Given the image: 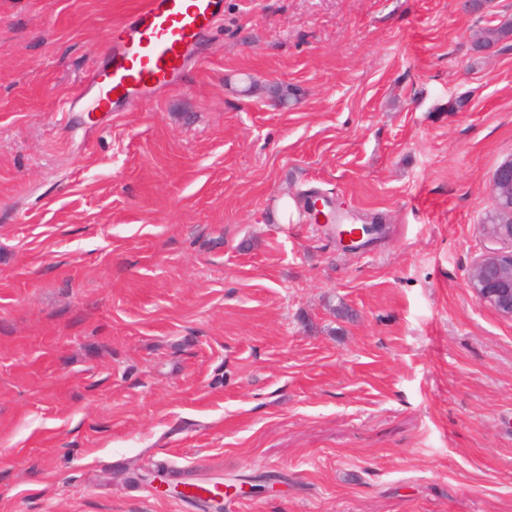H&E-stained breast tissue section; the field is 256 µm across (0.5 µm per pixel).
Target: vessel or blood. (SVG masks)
I'll list each match as a JSON object with an SVG mask.
<instances>
[{"mask_svg":"<svg viewBox=\"0 0 512 512\" xmlns=\"http://www.w3.org/2000/svg\"><path fill=\"white\" fill-rule=\"evenodd\" d=\"M224 13V0H147L146 6L118 27L104 62L85 82L107 79L112 100L98 108L138 107L163 88L182 83L200 38Z\"/></svg>","mask_w":512,"mask_h":512,"instance_id":"b4317fda","label":"vessel or blood"}]
</instances>
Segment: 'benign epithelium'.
<instances>
[{
  "instance_id": "7a95c632",
  "label": "benign epithelium",
  "mask_w": 512,
  "mask_h": 512,
  "mask_svg": "<svg viewBox=\"0 0 512 512\" xmlns=\"http://www.w3.org/2000/svg\"><path fill=\"white\" fill-rule=\"evenodd\" d=\"M489 192L494 202L506 212L507 218L499 224L482 225L483 235L490 243L475 260L467 282V288L480 304L494 310L500 317L512 320V248L504 250L500 244H512V157L502 162L495 170ZM267 479L257 480L250 486L236 487L225 483L213 488L187 485L170 487L160 477L151 478L150 486L160 493L172 492L183 498L201 496L217 505L215 512H222L224 495L241 492L258 493L266 490Z\"/></svg>"
}]
</instances>
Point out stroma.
<instances>
[{"label":"stroma","instance_id":"1","mask_svg":"<svg viewBox=\"0 0 512 512\" xmlns=\"http://www.w3.org/2000/svg\"><path fill=\"white\" fill-rule=\"evenodd\" d=\"M145 2L0 0V512H198L130 461L281 476L224 512H512V320L467 288L512 0H224L181 86L97 113ZM311 190L380 241L275 220Z\"/></svg>","mask_w":512,"mask_h":512}]
</instances>
